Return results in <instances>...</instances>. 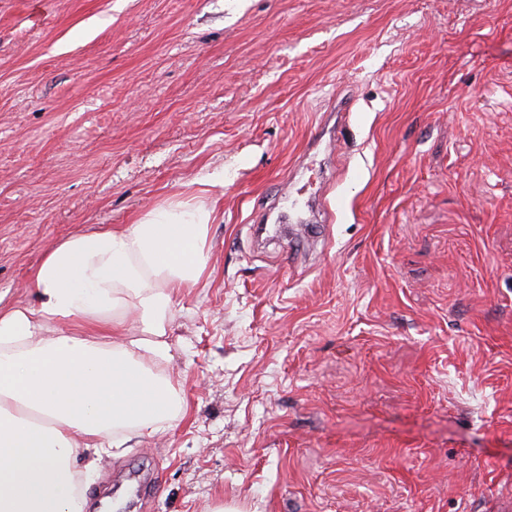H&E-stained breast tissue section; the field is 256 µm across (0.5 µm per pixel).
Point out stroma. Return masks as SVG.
<instances>
[{"label": "stroma", "instance_id": "35a3bbf8", "mask_svg": "<svg viewBox=\"0 0 512 512\" xmlns=\"http://www.w3.org/2000/svg\"><path fill=\"white\" fill-rule=\"evenodd\" d=\"M203 191L182 410L83 512L512 501V0H0V305L67 236Z\"/></svg>", "mask_w": 512, "mask_h": 512}]
</instances>
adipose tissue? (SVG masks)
Instances as JSON below:
<instances>
[{"mask_svg":"<svg viewBox=\"0 0 512 512\" xmlns=\"http://www.w3.org/2000/svg\"><path fill=\"white\" fill-rule=\"evenodd\" d=\"M217 218L194 195L70 235L36 267L34 301L0 307V512H81L76 483L96 456L181 411L155 367L171 295L200 287Z\"/></svg>","mask_w":512,"mask_h":512,"instance_id":"adipose-tissue-1","label":"adipose tissue"}]
</instances>
